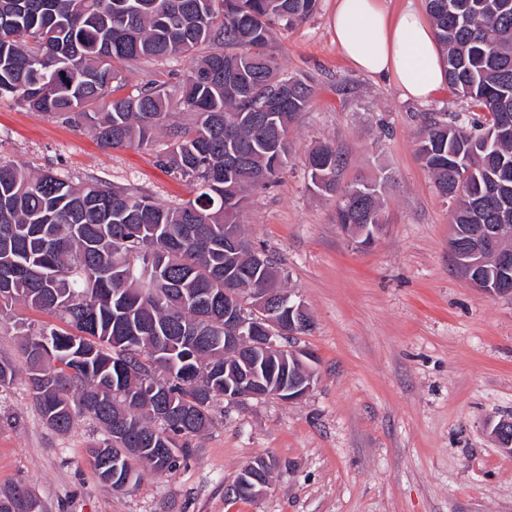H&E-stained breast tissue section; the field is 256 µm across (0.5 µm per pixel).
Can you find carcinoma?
Here are the masks:
<instances>
[{
  "mask_svg": "<svg viewBox=\"0 0 512 512\" xmlns=\"http://www.w3.org/2000/svg\"><path fill=\"white\" fill-rule=\"evenodd\" d=\"M319 0H0V98L86 127L113 149L168 138L158 163L192 182L194 198L165 206L119 186L65 181L0 160V325L17 304L57 317L34 330L20 323L32 400L58 432L83 413L105 438L89 449L97 474L137 464L179 467L243 363L270 388L282 370L306 380L292 353L224 352V294L250 304L288 294L272 258L249 239L242 215L251 194L278 182L288 133L314 93L288 76L275 29L298 26ZM445 50L448 87L483 113L461 125L433 118L418 154L451 223L497 224L512 204V0H427ZM202 45L180 86L186 123L155 81L125 93L119 65L187 56ZM313 190L339 195L336 223L362 244L385 223L387 179L338 183L342 155L330 142L305 158ZM238 253L224 254V230ZM159 408L169 412L154 426ZM24 485L0 491V512H30Z\"/></svg>",
  "mask_w": 512,
  "mask_h": 512,
  "instance_id": "1",
  "label": "carcinoma"
}]
</instances>
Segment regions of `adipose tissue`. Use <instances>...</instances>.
I'll return each mask as SVG.
<instances>
[{
	"label": "adipose tissue",
	"instance_id": "obj_1",
	"mask_svg": "<svg viewBox=\"0 0 512 512\" xmlns=\"http://www.w3.org/2000/svg\"><path fill=\"white\" fill-rule=\"evenodd\" d=\"M333 30L352 67L392 80L405 98L430 99L446 83L432 27L413 9L393 15L383 0H336Z\"/></svg>",
	"mask_w": 512,
	"mask_h": 512
}]
</instances>
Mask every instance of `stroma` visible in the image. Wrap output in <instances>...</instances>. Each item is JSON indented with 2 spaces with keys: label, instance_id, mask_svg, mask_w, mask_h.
<instances>
[{
  "label": "stroma",
  "instance_id": "1",
  "mask_svg": "<svg viewBox=\"0 0 512 512\" xmlns=\"http://www.w3.org/2000/svg\"><path fill=\"white\" fill-rule=\"evenodd\" d=\"M335 7L319 0L307 22L275 34L284 71L309 76L315 94L289 132L287 169L243 214L311 317L296 345L316 358L312 390L292 403H214L178 470L140 467L139 482L116 492L89 461L103 436L90 418L66 433L44 423L21 371V338L5 324L0 358L20 371L0 388V489L28 486L42 512H512V455L492 432L512 417V297L487 296L458 272L452 202L417 154L429 117L467 105L447 88L406 99L355 70L334 41ZM190 64L137 60L121 72L129 85L156 80L174 95ZM322 141L343 155L340 185L393 179L371 246L336 224L335 197L310 188L305 158ZM164 142L104 148L89 130L0 99L1 160L175 206L194 187L157 165ZM261 456L275 463L266 493L236 497L239 470Z\"/></svg>",
  "mask_w": 512,
  "mask_h": 512
}]
</instances>
